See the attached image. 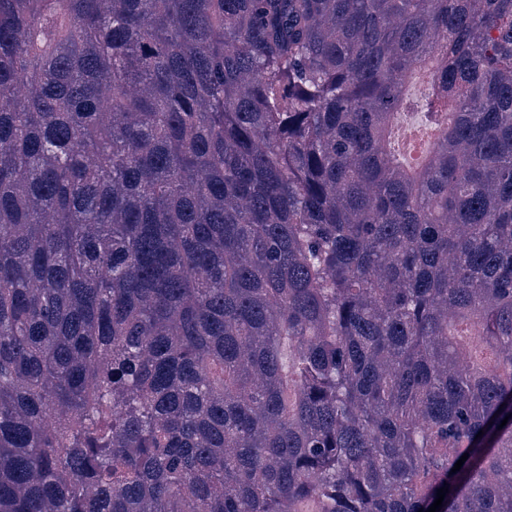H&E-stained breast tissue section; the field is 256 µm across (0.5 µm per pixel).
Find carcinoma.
<instances>
[{
  "instance_id": "1",
  "label": "carcinoma",
  "mask_w": 512,
  "mask_h": 512,
  "mask_svg": "<svg viewBox=\"0 0 512 512\" xmlns=\"http://www.w3.org/2000/svg\"><path fill=\"white\" fill-rule=\"evenodd\" d=\"M444 486L512 512V0H0V512Z\"/></svg>"
}]
</instances>
